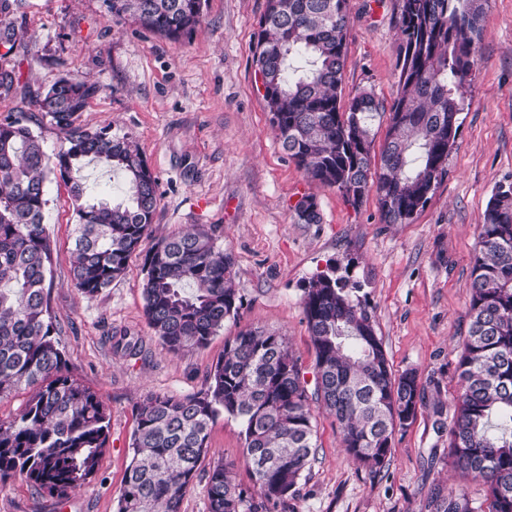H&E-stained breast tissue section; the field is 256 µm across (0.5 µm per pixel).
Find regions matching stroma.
Masks as SVG:
<instances>
[{
  "instance_id": "1",
  "label": "stroma",
  "mask_w": 512,
  "mask_h": 512,
  "mask_svg": "<svg viewBox=\"0 0 512 512\" xmlns=\"http://www.w3.org/2000/svg\"><path fill=\"white\" fill-rule=\"evenodd\" d=\"M393 5L349 0L344 98L368 91L393 100L400 45ZM265 7L266 0H204L202 23L177 42L112 19L104 0H17L0 19L18 33L12 51L0 47V62L21 72L18 89L0 96V118L32 113V130L54 156L63 135L35 117L36 95L63 75L97 82L102 91L81 112L80 125L110 127L136 144L159 193L151 235L125 274L89 299L71 282L76 215L69 188L60 181L47 186L48 304L68 370L110 411L109 445L96 477L66 506L17 478L0 489V512H115L138 403L149 393L200 391L225 341L241 330L285 335L312 373L302 289L332 263L356 282L352 295L372 311L393 370L417 371L426 402L396 433L388 468L377 478L347 454L333 418L316 411L317 461L292 512H428L434 487L461 484L444 461L448 439L433 430L430 402L454 404L479 226L497 186L512 182V0H488L448 173L407 224L381 223L375 196L350 205L282 150L253 65ZM305 195L317 202L320 223L298 222L294 205ZM193 225L213 230L232 254L243 309L206 347L175 354L145 319L142 266L158 239ZM119 336L141 340L142 354L115 349ZM240 431L238 420L218 417L201 470L221 458L241 460Z\"/></svg>"
}]
</instances>
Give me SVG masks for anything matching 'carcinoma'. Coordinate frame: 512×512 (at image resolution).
I'll return each mask as SVG.
<instances>
[{"mask_svg": "<svg viewBox=\"0 0 512 512\" xmlns=\"http://www.w3.org/2000/svg\"><path fill=\"white\" fill-rule=\"evenodd\" d=\"M112 18L177 40L203 19L202 0H105ZM349 0H267L253 53L262 97L282 149L305 174L353 206L369 194L383 224H406L446 174L477 64L485 0H395L401 44L397 93L385 106L361 92L342 101ZM21 73L0 67V95ZM100 85L68 75L35 101L65 135L49 158L24 112L0 120V399L34 389L19 418L0 419V486L19 477L59 502L90 482L108 448L110 412L71 376L60 328L48 306L52 241L43 224L47 183L70 185L77 216L72 283L92 299L122 277L147 236L157 181L139 148L106 128L77 124ZM389 112L379 152L372 122ZM120 171L119 200L90 197L82 163ZM319 224L315 199L294 206ZM144 316L173 353L202 348L243 307L234 260L203 227L158 241L144 256ZM469 325L459 344L460 382L452 414L437 399L434 428L448 436V465L481 483L433 489L429 512H512V183L499 185L480 225L471 270ZM357 283L329 268L301 298L314 348V387L286 337L242 331L224 344L205 387L184 397L150 393L136 409L116 512H182L187 489L209 455L210 426L221 416L242 426L249 476L233 461L206 472L208 512H290L316 460L315 408L328 411L347 453L370 474L389 465L395 433L423 402L417 372L395 374L372 312L352 299Z\"/></svg>", "mask_w": 512, "mask_h": 512, "instance_id": "cac0c4a2", "label": "carcinoma"}]
</instances>
